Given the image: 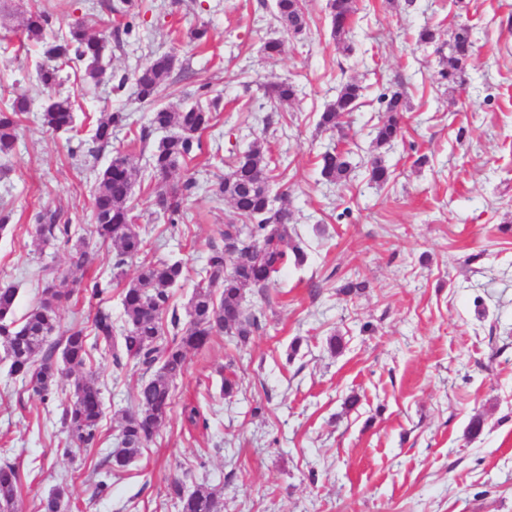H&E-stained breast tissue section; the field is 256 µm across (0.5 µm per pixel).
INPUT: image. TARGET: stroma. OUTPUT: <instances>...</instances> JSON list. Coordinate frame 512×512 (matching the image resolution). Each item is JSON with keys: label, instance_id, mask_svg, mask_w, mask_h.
I'll return each instance as SVG.
<instances>
[{"label": "stroma", "instance_id": "1", "mask_svg": "<svg viewBox=\"0 0 512 512\" xmlns=\"http://www.w3.org/2000/svg\"><path fill=\"white\" fill-rule=\"evenodd\" d=\"M0 0V96L25 93L43 102L35 56L18 37L22 12L47 8L60 25L79 20L112 53V81L98 85L65 75L82 146L69 134L23 116L11 155L0 157V280L19 288L16 318L37 304L52 268L56 286L71 292L60 327L90 326L95 311L79 291L70 249L35 237L46 206L71 221L73 239L93 253L84 275L106 287L105 306L123 326L121 292L140 264L179 260L185 279L171 305L185 314L210 244L232 209L215 193L233 154L261 141L280 178L274 184L294 213L292 241L308 254L268 292L248 289L249 310L263 311L247 343L215 337L189 351L175 404L154 439L125 471L102 467L118 443V422L133 409L148 379L137 367L114 368L93 354L102 390L101 439L90 451L68 452L59 417L71 397L60 379L58 399L43 403L0 361V462L24 475L18 512H38L42 498L64 488L70 512H181L168 494L172 477L187 489L205 483L224 499V512H512V0H354L356 22L337 45L327 0H305L309 31L283 39L280 55L263 44L279 36L272 0ZM474 36L463 88L438 80L441 55L460 24ZM437 29L438 45L419 43ZM206 29L203 40L193 34ZM280 37V36H279ZM176 65L157 104L181 107L206 85L220 99L203 150L177 178L195 181L182 223L156 218L151 206L150 152L162 133L150 128L153 104L133 83L118 85L152 57ZM291 78L297 99L271 111L262 87ZM350 79L363 87L360 107L341 118L343 132L318 129L320 112ZM401 91L408 102L403 137L375 151L380 94ZM126 113L112 142L98 148L92 127L101 113ZM148 130L146 150L130 144ZM342 146L346 181L326 182L318 156ZM130 155L138 175L132 201L147 246L114 279L116 251L95 233L92 187L115 153ZM382 155L392 176L370 182L369 162ZM363 280L359 296L340 295ZM342 348L331 352L330 337ZM236 373L233 396L221 394ZM359 406L347 410L348 396ZM205 424H188L184 405ZM481 416L479 435L468 424ZM109 487L96 493L95 485Z\"/></svg>", "mask_w": 512, "mask_h": 512}]
</instances>
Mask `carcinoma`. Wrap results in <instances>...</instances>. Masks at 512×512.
<instances>
[{"mask_svg":"<svg viewBox=\"0 0 512 512\" xmlns=\"http://www.w3.org/2000/svg\"><path fill=\"white\" fill-rule=\"evenodd\" d=\"M331 36L337 42L349 32L355 9L353 0H327ZM273 16L283 31L297 37L308 28L303 0H274ZM27 39L41 50L44 61L37 66V81L45 89L55 88L61 73L76 70L86 82L99 83L107 77V69L99 65L106 50L105 40L87 33L80 21L62 29L48 10L30 12L24 18ZM473 43L469 28L459 26L449 43L448 55L441 59L439 80L455 90L465 83L466 68ZM175 57L163 55L148 60L132 76L120 83L133 82L142 101L154 102L166 89L174 68ZM263 96L270 107L277 108L297 98L295 82L285 78L263 87ZM362 98V87L354 80L344 83L336 101L320 114L319 126L335 130L342 114L353 111ZM384 118L374 128L373 144L382 149L401 135L402 113L407 111L404 95L399 91L380 97ZM31 109V100L18 94L0 108V155H9L16 143L21 116ZM219 112V101L198 99L177 110L167 107L152 113L151 125L169 130L149 159L150 178L156 181L151 205L157 218L166 224H179L184 218L187 193L195 187L192 181L171 180L179 163L201 149L200 135ZM44 127L53 130L73 128L74 101L68 95L50 96L40 112ZM127 116L109 112L93 127L92 140L99 147L112 141L114 128L123 125ZM320 174L331 183L347 177L350 163L346 152L327 150L319 158ZM135 169L130 157L121 152L96 176L93 188V210L96 233L104 244L117 251L115 268L142 254L145 240L138 229V216L130 204ZM392 172L377 156L370 163V181L384 184ZM276 178L271 158L260 144L235 156L231 172L218 183V195L230 203L236 220L219 231L221 243L211 246L204 267L188 301V320L181 322L176 310L170 309V289L184 280V264L180 260L159 261L140 266L137 275L122 291L126 326L117 330L112 311L99 306L90 328L60 331V308L69 301L70 293L49 284L42 290L40 302L24 316L22 324L15 320L19 293L13 282H0V349L9 362V373L29 384L32 391L47 402L55 398L62 374L71 379L73 397L63 405L60 423L77 450H87L100 440L103 414L102 392L93 379V351L102 350L116 367L132 364L153 376L136 393V406L123 412L119 421L118 447L108 459L110 471L127 468L152 440L173 407L175 382L183 375L186 355L191 349L205 348L213 337L234 336L244 343L261 328L260 314L245 313L243 298L246 289L263 288L274 282L289 265L302 266L307 253L289 242L288 225L293 216L288 207L275 205L267 190ZM36 236L44 242L62 240L72 245L71 265L82 270L92 257L84 242H72L70 225L61 222L57 209L46 207L36 217ZM81 293L88 302L100 299L105 292L97 279L81 281ZM22 474L13 463L0 465V512H15V503L22 490ZM169 494L180 499L183 512H224V501L200 485L185 493L183 483L174 479ZM65 492L58 488L41 503L42 512H63Z\"/></svg>","mask_w":512,"mask_h":512,"instance_id":"1","label":"carcinoma"}]
</instances>
